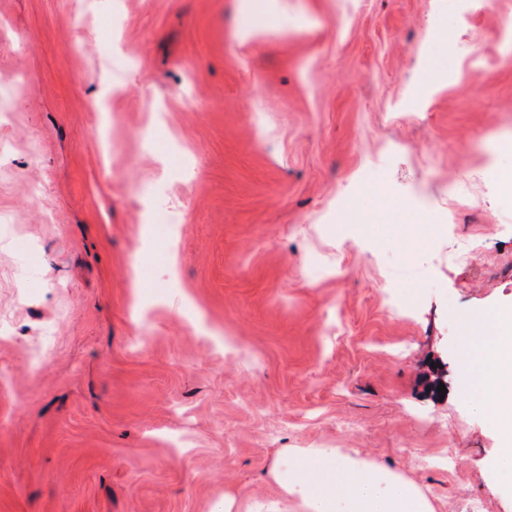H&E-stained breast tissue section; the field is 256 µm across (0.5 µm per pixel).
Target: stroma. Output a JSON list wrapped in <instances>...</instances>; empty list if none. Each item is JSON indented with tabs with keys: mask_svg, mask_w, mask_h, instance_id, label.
I'll use <instances>...</instances> for the list:
<instances>
[{
	"mask_svg": "<svg viewBox=\"0 0 512 512\" xmlns=\"http://www.w3.org/2000/svg\"><path fill=\"white\" fill-rule=\"evenodd\" d=\"M14 73L0 512H298L307 448L512 512L462 386L512 305V0H0Z\"/></svg>",
	"mask_w": 512,
	"mask_h": 512,
	"instance_id": "1",
	"label": "stroma"
}]
</instances>
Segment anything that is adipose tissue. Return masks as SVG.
I'll use <instances>...</instances> for the list:
<instances>
[{
  "label": "adipose tissue",
  "instance_id": "ef3b65f1",
  "mask_svg": "<svg viewBox=\"0 0 512 512\" xmlns=\"http://www.w3.org/2000/svg\"><path fill=\"white\" fill-rule=\"evenodd\" d=\"M476 333L474 370L464 379L502 433L495 470L512 477V307L492 310ZM275 478L302 512H433L415 483L333 448H308L289 457Z\"/></svg>",
  "mask_w": 512,
  "mask_h": 512
}]
</instances>
